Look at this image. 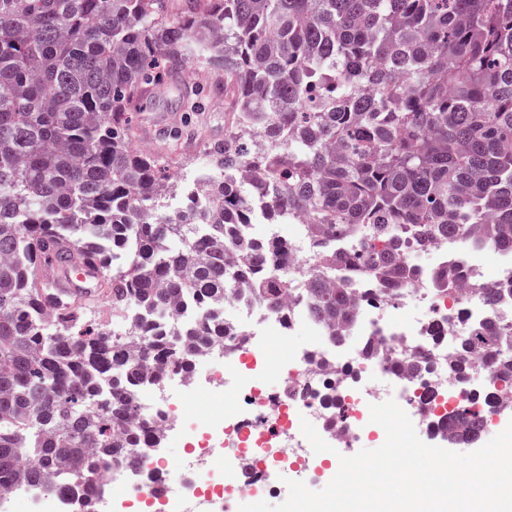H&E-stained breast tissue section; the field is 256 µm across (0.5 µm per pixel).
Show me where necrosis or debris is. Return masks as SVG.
<instances>
[{
    "label": "necrosis or debris",
    "instance_id": "4bbe7bcc",
    "mask_svg": "<svg viewBox=\"0 0 512 512\" xmlns=\"http://www.w3.org/2000/svg\"><path fill=\"white\" fill-rule=\"evenodd\" d=\"M247 230L253 242L275 243L273 274H306L318 245L299 225L283 228L255 211ZM417 276L401 297L389 296L355 266H346L337 285L352 289L355 319L343 337L332 336L315 319L303 298L279 307L250 296L234 297L211 315L191 303L170 317L150 319L156 334L178 327L200 331L212 317L224 323L223 338L194 355L191 366L163 375L150 386L133 388L140 417L154 435L138 469L116 467L101 479V492L63 495L29 484L0 490V512H130L140 500L151 512H224L228 497L260 498L278 490L283 467L299 477L312 473L316 456L300 432L308 418L333 447L359 448L365 438L384 439L370 423L369 407L395 400L427 444L448 438V415L462 401L479 410L485 424L512 412V383L503 381L463 354L459 340L475 324L495 321L512 330V255L491 254L451 240L411 257ZM448 273L454 292L438 296L429 286L436 270ZM502 288L495 304L482 289ZM285 341L280 375L257 386L267 373L265 345L270 336ZM305 335L307 346H288ZM427 357L431 370L413 369ZM461 361L449 372V358ZM209 396L218 411L187 415L190 399ZM183 455L171 459L168 450ZM178 487V495L158 494L160 485Z\"/></svg>",
    "mask_w": 512,
    "mask_h": 512
}]
</instances>
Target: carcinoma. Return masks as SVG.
Listing matches in <instances>:
<instances>
[{
  "label": "carcinoma",
  "mask_w": 512,
  "mask_h": 512,
  "mask_svg": "<svg viewBox=\"0 0 512 512\" xmlns=\"http://www.w3.org/2000/svg\"><path fill=\"white\" fill-rule=\"evenodd\" d=\"M0 0V481L66 493L135 468L147 430L128 389L181 366L196 343L144 331L186 298L245 291L307 296L338 330L349 288H331L336 249L394 291L415 277L403 241L474 242L512 254V0ZM192 65L224 95V140L209 148L205 207L179 220L168 159L133 144L142 92ZM248 181L226 182L240 170ZM302 212L322 246L302 288L274 281L275 244L247 226ZM93 264L109 283L114 329L87 328L86 303L48 270ZM126 336L144 337L132 357ZM512 342L484 322L463 338ZM489 368L512 378V355ZM483 421L467 405L448 444Z\"/></svg>",
  "instance_id": "1"
}]
</instances>
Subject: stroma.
<instances>
[{"label":"stroma","mask_w":512,"mask_h":512,"mask_svg":"<svg viewBox=\"0 0 512 512\" xmlns=\"http://www.w3.org/2000/svg\"><path fill=\"white\" fill-rule=\"evenodd\" d=\"M225 117L223 97L211 93L203 72L190 69L183 84L140 98L133 115L139 132L135 145L155 151L182 143L170 171L191 173L206 166L209 144L223 140Z\"/></svg>","instance_id":"obj_1"}]
</instances>
